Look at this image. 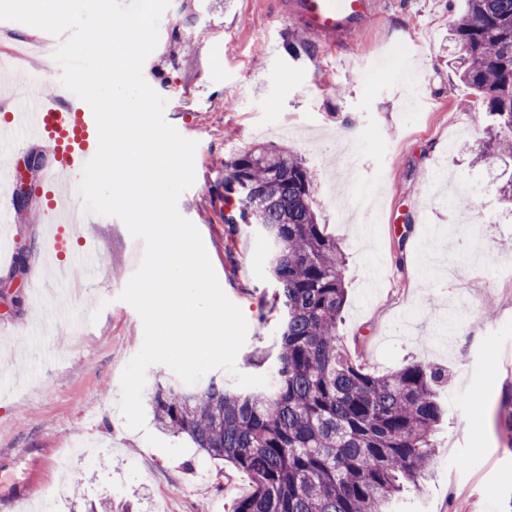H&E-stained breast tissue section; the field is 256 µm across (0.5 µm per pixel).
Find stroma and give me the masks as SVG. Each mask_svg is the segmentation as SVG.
Instances as JSON below:
<instances>
[{
  "instance_id": "stroma-1",
  "label": "stroma",
  "mask_w": 512,
  "mask_h": 512,
  "mask_svg": "<svg viewBox=\"0 0 512 512\" xmlns=\"http://www.w3.org/2000/svg\"><path fill=\"white\" fill-rule=\"evenodd\" d=\"M267 0H171L146 59L168 124L196 141L180 213L199 230L219 284L248 323L235 367L267 375L261 354L279 331L269 245L255 226L227 237L224 165L259 146H286L308 168L319 223L345 255L338 332L351 356L386 374L411 362L440 368L447 414L439 459L422 492L392 512H504L512 439V205L503 163L477 161L488 139L456 78L450 30L466 0H390L329 68L299 52ZM279 45L267 54L268 45ZM45 195L14 203V246L33 258L0 305V512H84L109 498L131 512H232L252 481L187 436L126 426L120 379L144 339L119 296L144 245L115 217L95 216L73 248L104 267L75 268L67 314L40 292ZM75 445L88 461L62 469Z\"/></svg>"
}]
</instances>
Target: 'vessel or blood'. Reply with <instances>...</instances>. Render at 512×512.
Listing matches in <instances>:
<instances>
[{
  "label": "vessel or blood",
  "instance_id": "obj_1",
  "mask_svg": "<svg viewBox=\"0 0 512 512\" xmlns=\"http://www.w3.org/2000/svg\"><path fill=\"white\" fill-rule=\"evenodd\" d=\"M376 8L377 0H273L274 11L300 28L319 53L335 49L337 36L361 31L374 18ZM32 137L41 139L56 159L55 166L44 174L50 186L62 176L78 182L84 164L98 148L93 112L71 93L25 94L17 112L0 125V142L8 143L12 156L24 154ZM81 206L78 194L72 192L46 210V219L55 229L52 249L56 254L66 251Z\"/></svg>",
  "mask_w": 512,
  "mask_h": 512
}]
</instances>
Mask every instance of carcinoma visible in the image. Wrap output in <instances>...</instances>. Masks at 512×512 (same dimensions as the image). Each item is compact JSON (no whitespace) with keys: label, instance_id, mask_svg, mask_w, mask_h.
I'll list each match as a JSON object with an SVG mask.
<instances>
[{"label":"carcinoma","instance_id":"1","mask_svg":"<svg viewBox=\"0 0 512 512\" xmlns=\"http://www.w3.org/2000/svg\"><path fill=\"white\" fill-rule=\"evenodd\" d=\"M451 39L474 110L491 121L483 157L512 158V0H467ZM226 168L229 236L252 216L270 247L280 315L271 380L248 392L214 378L158 381L155 425L251 478L234 512H390L403 484L425 488L444 374L421 362L375 374L345 349L344 253L317 222L314 187L294 152L254 148Z\"/></svg>","mask_w":512,"mask_h":512}]
</instances>
